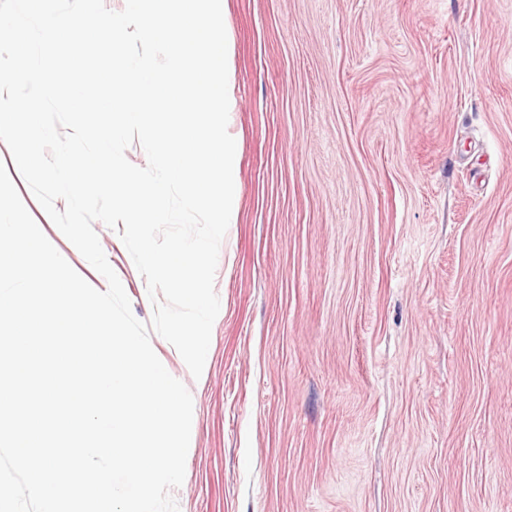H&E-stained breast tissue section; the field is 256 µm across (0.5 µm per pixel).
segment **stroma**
Wrapping results in <instances>:
<instances>
[{
	"instance_id": "1",
	"label": "stroma",
	"mask_w": 512,
	"mask_h": 512,
	"mask_svg": "<svg viewBox=\"0 0 512 512\" xmlns=\"http://www.w3.org/2000/svg\"><path fill=\"white\" fill-rule=\"evenodd\" d=\"M238 220L180 512H512V0H226ZM0 163L48 240L107 288ZM132 312L146 281L95 222Z\"/></svg>"
}]
</instances>
